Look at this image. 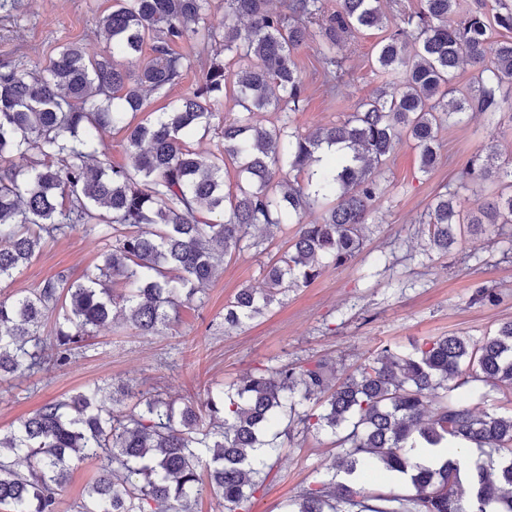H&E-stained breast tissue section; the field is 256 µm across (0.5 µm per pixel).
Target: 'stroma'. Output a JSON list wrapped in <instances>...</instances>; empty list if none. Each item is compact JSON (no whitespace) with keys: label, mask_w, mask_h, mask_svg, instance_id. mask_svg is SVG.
I'll list each match as a JSON object with an SVG mask.
<instances>
[{"label":"stroma","mask_w":512,"mask_h":512,"mask_svg":"<svg viewBox=\"0 0 512 512\" xmlns=\"http://www.w3.org/2000/svg\"><path fill=\"white\" fill-rule=\"evenodd\" d=\"M11 16L0 15V61L24 59L45 67L61 47L76 45L98 54L106 41L98 20L114 0H17ZM384 35L371 29L344 37L338 47L344 73L326 86L313 47L295 55L306 100L292 121L300 131L342 120L358 102L372 99L383 80L374 66V47ZM217 117L208 131L190 139L191 150L207 156L223 146L224 123L238 111L232 94L214 103ZM495 140L501 159L512 158V98L490 116L470 113L460 124L438 131V160L420 169L412 143L401 142L376 175L385 191L374 204L363 246L341 267H328L308 286L280 294L265 315L242 326L224 325V307L239 289L265 288L264 270L287 251L292 231L267 237L261 248L233 253L209 284L202 302L182 306L174 330L138 335L123 322L100 327L70 363L30 377L0 379V431L51 399L99 384L105 393L127 384L156 390L176 402L203 399L209 385L230 383L247 372L319 361L339 375L355 370L382 347L406 353L425 339L457 334L478 340L512 320V230L463 233L448 250L430 245L421 218L436 196L458 190L462 209L485 197L477 186L462 188L468 160ZM111 236L79 227L45 238L32 260L12 279L0 282V299H13L60 274L78 278L102 264ZM480 288L494 302L476 301ZM336 453L327 432L293 433L275 456V471L250 504V512H283L284 503L319 480Z\"/></svg>","instance_id":"35a3bbf8"}]
</instances>
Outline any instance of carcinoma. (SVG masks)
I'll list each match as a JSON object with an SVG mask.
<instances>
[{"label": "carcinoma", "instance_id": "obj_1", "mask_svg": "<svg viewBox=\"0 0 512 512\" xmlns=\"http://www.w3.org/2000/svg\"><path fill=\"white\" fill-rule=\"evenodd\" d=\"M208 8L209 0H116L98 21L103 54L69 45L42 71L0 63V160L14 157L0 163V281L46 235L81 226L115 238L112 254L79 279L62 274L0 300L1 376L68 365L118 314L142 336L174 329L179 307L205 293L226 256L262 245L252 230L293 224L288 254L265 271L267 288L240 289L224 324L264 314L282 292L360 251V228L384 191L371 173L402 140L413 142L428 172L443 122L499 112L512 94V39H492L494 25L512 31V9L491 20L474 10L453 23L458 0H420L374 47L385 77L378 94L344 120L302 133L290 119L306 92L295 53L314 45L336 79L339 41L387 27L381 0H339L331 13L325 0H279L275 8L272 0H224L222 32L208 25ZM188 41L199 47L202 83L156 119L135 121L149 95L166 97L181 83L191 63L175 47ZM463 63L475 68L473 82L450 101ZM228 89L241 110L224 123L222 153L190 150L187 140L216 116L211 100ZM270 109L282 114L280 125L258 121ZM115 128L127 134L128 168L101 161L105 132ZM228 162L238 171L229 193ZM285 171L294 180L276 181ZM464 177L491 193L475 211L461 209L456 190L435 198L426 223L440 251L464 225L477 232L512 224V161L499 160L495 144L468 162ZM116 281L125 284L119 293L110 288ZM59 304L62 322L45 336L42 319ZM476 381L512 393V321L476 343L448 335L408 354L385 348L333 385L322 362L285 365L181 407L150 392L115 411L89 384L0 432V509L58 512L72 469L95 460L100 471L81 512H194L204 474L224 512H249L274 468L277 439L300 425L336 436L339 454L287 512H486L491 502L512 512V414L480 413L464 395L448 397ZM448 441L482 456L466 486L460 460L429 469L409 455ZM368 465L410 474L414 493L370 494L347 480Z\"/></svg>", "mask_w": 512, "mask_h": 512}]
</instances>
